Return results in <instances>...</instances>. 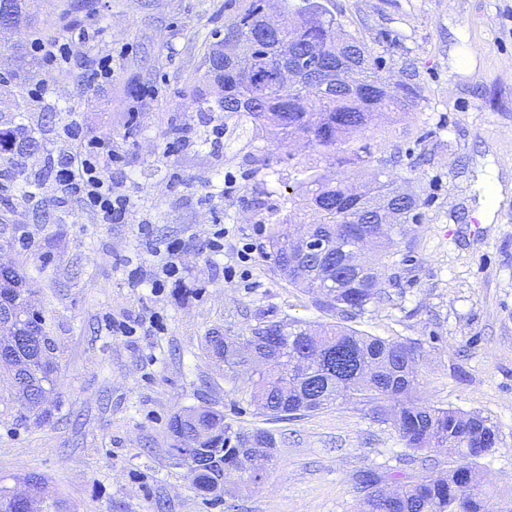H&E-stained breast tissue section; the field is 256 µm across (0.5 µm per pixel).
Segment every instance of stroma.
Returning a JSON list of instances; mask_svg holds the SVG:
<instances>
[{
  "instance_id": "obj_1",
  "label": "stroma",
  "mask_w": 512,
  "mask_h": 512,
  "mask_svg": "<svg viewBox=\"0 0 512 512\" xmlns=\"http://www.w3.org/2000/svg\"><path fill=\"white\" fill-rule=\"evenodd\" d=\"M224 2L95 0L70 15L67 0H30L33 26L0 38L7 56L41 33L62 38L75 24L89 32L73 42L70 66L36 56L0 85V128L23 126L37 141L22 173L0 169V265L25 272L63 377L49 424L16 430L0 419V479L43 474L73 512H357L360 471L423 470L370 406L267 419L204 350L215 331L341 319L266 257L268 220L285 209L306 151L257 133L248 116L228 120L192 103L220 95L202 60L224 28ZM321 2L421 92L409 114L375 117L366 134L385 172L423 204L398 261L385 265L389 301L352 326L422 341L418 396L497 424L496 448L477 466L491 500H511L512 0ZM101 54L112 57V78L88 84L81 64ZM37 86L43 98L31 97ZM73 123L84 137L110 139L102 175L127 197L128 223L59 201L52 166L73 149ZM267 156L273 168L263 167ZM174 239L184 243L177 275L134 280L135 268L165 263ZM200 405L274 433L276 462L261 484H236L217 500L172 463L170 419Z\"/></svg>"
}]
</instances>
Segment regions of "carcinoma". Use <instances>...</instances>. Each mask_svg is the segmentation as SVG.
<instances>
[{
	"label": "carcinoma",
	"instance_id": "obj_1",
	"mask_svg": "<svg viewBox=\"0 0 512 512\" xmlns=\"http://www.w3.org/2000/svg\"><path fill=\"white\" fill-rule=\"evenodd\" d=\"M266 0H231L224 36L209 44L204 54L206 75L224 96L209 107L228 117L247 114L262 130L273 129L284 139H297L303 148L333 166L363 169L370 176L359 184L348 177L329 178L317 163L302 166L303 178L288 197V214L272 223L266 257L295 288L329 296L324 308L355 319L389 299L382 270L367 251L394 256L405 225L415 222L422 205L419 195L403 193L386 172L371 165L373 152L363 141L376 113H407L418 105L419 91L410 83L383 71L378 58L356 36L336 35L339 22L316 0L293 4L281 0L282 21L262 32ZM351 74L356 95L341 84H318L303 95L273 86L274 67L288 64V51L311 44ZM37 142L22 128L0 130V155L10 163L33 151ZM310 221H305V218ZM323 229L344 243L362 247L357 262L336 253L330 262L317 256L299 259L291 250L304 228ZM23 272L9 268L0 276V307L14 309L21 321L0 325V336L21 335L34 328L40 346L24 343L13 350L15 359L0 364V378L9 390L0 392V417L16 429L42 426L53 417L52 398L59 397L61 366L54 338L41 311L33 308ZM247 346L234 347V338L206 337V351L224 360L225 375L239 377L248 365L247 403L271 419L295 418L321 411L341 399L373 405L374 414L392 425L404 447L429 461V476L397 477L382 468L361 471L355 477L361 512H512V503L493 506L475 491L476 461L493 451L497 426L479 414L438 407L413 398L419 385L422 342L385 339L353 328L325 324L314 328L283 318L252 327ZM336 348V362L328 375L315 367L313 354ZM173 454L196 448L200 463L195 485L215 492L224 470H238L253 485L263 482L275 460L277 441L264 428L243 430L224 422V414L210 407H189L170 423ZM0 512H70L63 498L48 490L45 477L27 473L10 487L0 484Z\"/></svg>",
	"mask_w": 512,
	"mask_h": 512
}]
</instances>
